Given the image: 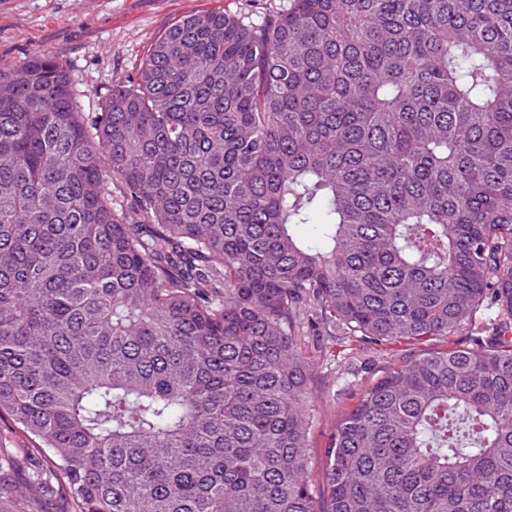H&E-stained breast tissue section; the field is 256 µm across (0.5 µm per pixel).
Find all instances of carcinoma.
Wrapping results in <instances>:
<instances>
[{"mask_svg":"<svg viewBox=\"0 0 512 512\" xmlns=\"http://www.w3.org/2000/svg\"><path fill=\"white\" fill-rule=\"evenodd\" d=\"M489 303L511 331L512 0L188 16L89 117L0 66V415L50 453L12 512H512L505 332L362 390L309 470L306 333Z\"/></svg>","mask_w":512,"mask_h":512,"instance_id":"1","label":"carcinoma"}]
</instances>
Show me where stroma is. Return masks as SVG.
<instances>
[{"label":"stroma","mask_w":512,"mask_h":512,"mask_svg":"<svg viewBox=\"0 0 512 512\" xmlns=\"http://www.w3.org/2000/svg\"><path fill=\"white\" fill-rule=\"evenodd\" d=\"M292 0H0V64L37 54L66 65L82 112L101 111L113 84H132L154 40L191 15L221 11L262 25L285 13ZM302 348L316 390L309 461L324 489V450L358 393L408 357L417 345L364 344L342 336H307ZM32 441L8 417L0 418V480L24 484L32 470Z\"/></svg>","instance_id":"obj_1"}]
</instances>
